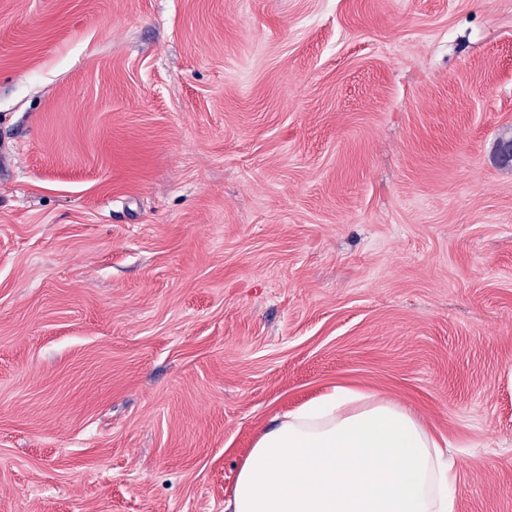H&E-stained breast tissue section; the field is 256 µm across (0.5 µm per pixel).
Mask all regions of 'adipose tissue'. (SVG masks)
Wrapping results in <instances>:
<instances>
[{"instance_id":"1","label":"adipose tissue","mask_w":512,"mask_h":512,"mask_svg":"<svg viewBox=\"0 0 512 512\" xmlns=\"http://www.w3.org/2000/svg\"><path fill=\"white\" fill-rule=\"evenodd\" d=\"M459 477L406 407L336 388L272 420L224 512H454Z\"/></svg>"}]
</instances>
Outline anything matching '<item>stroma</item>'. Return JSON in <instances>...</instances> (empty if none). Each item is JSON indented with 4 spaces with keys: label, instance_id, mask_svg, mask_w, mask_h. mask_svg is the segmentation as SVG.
I'll return each mask as SVG.
<instances>
[{
    "label": "stroma",
    "instance_id": "35a3bbf8",
    "mask_svg": "<svg viewBox=\"0 0 512 512\" xmlns=\"http://www.w3.org/2000/svg\"><path fill=\"white\" fill-rule=\"evenodd\" d=\"M512 0H0V512H224L337 386L512 512Z\"/></svg>",
    "mask_w": 512,
    "mask_h": 512
}]
</instances>
